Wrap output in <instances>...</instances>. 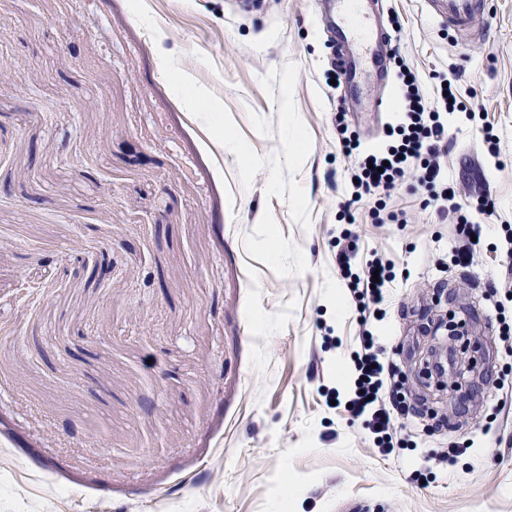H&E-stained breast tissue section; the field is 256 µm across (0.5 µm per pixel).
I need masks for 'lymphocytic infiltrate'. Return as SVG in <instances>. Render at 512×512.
<instances>
[{
  "label": "lymphocytic infiltrate",
  "mask_w": 512,
  "mask_h": 512,
  "mask_svg": "<svg viewBox=\"0 0 512 512\" xmlns=\"http://www.w3.org/2000/svg\"><path fill=\"white\" fill-rule=\"evenodd\" d=\"M400 87L399 123L387 130V144L368 154L348 171L344 212L354 206L390 194L406 178L430 187L435 199L447 201L449 212L455 213L454 235L460 241L453 258L455 264L472 265L482 249L484 222L495 214L494 205L482 200L476 219L461 215L458 194L453 183L444 181L437 150L446 134L441 113L461 110L457 102V86L436 85L433 94H425L411 67L400 65L397 73ZM344 246L336 253V264L345 280L350 299L359 313L360 329L350 342L353 383L347 395L327 391L326 400L335 404L352 422H362L374 448L381 456L392 455L403 442L397 436V425L411 422L414 406L400 396L393 363L368 327L369 320H383L384 305L396 286L395 262L379 253L363 257L351 234H344Z\"/></svg>",
  "instance_id": "obj_1"
}]
</instances>
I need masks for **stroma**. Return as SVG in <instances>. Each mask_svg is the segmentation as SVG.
<instances>
[{
	"label": "stroma",
	"instance_id": "35a3bbf8",
	"mask_svg": "<svg viewBox=\"0 0 512 512\" xmlns=\"http://www.w3.org/2000/svg\"><path fill=\"white\" fill-rule=\"evenodd\" d=\"M252 2L0 0V512H512L501 233L453 266V220L412 180L344 225L318 0ZM384 18L425 89L457 78L493 126L498 157L460 114L438 149L464 204L512 218V0H487L471 40L428 0ZM362 84L347 122L371 148L398 114ZM346 227L403 276L375 328L416 445L389 458L322 397L357 327ZM443 314L468 336L469 382L427 370ZM465 436L468 454L419 478Z\"/></svg>",
	"mask_w": 512,
	"mask_h": 512
}]
</instances>
